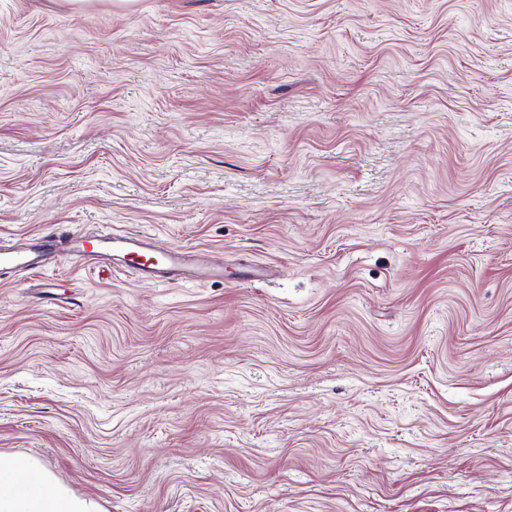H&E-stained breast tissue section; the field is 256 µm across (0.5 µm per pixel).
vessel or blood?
<instances>
[{
    "label": "vessel or blood",
    "mask_w": 512,
    "mask_h": 512,
    "mask_svg": "<svg viewBox=\"0 0 512 512\" xmlns=\"http://www.w3.org/2000/svg\"><path fill=\"white\" fill-rule=\"evenodd\" d=\"M93 265L131 273L152 287L224 278V260L215 252L172 246L145 231L87 233L57 224L51 231L32 233L15 242L0 241V276L25 272L40 277L60 266L85 269Z\"/></svg>",
    "instance_id": "obj_1"
}]
</instances>
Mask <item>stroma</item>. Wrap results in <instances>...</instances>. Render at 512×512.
Listing matches in <instances>:
<instances>
[{"label":"stroma","instance_id":"stroma-1","mask_svg":"<svg viewBox=\"0 0 512 512\" xmlns=\"http://www.w3.org/2000/svg\"><path fill=\"white\" fill-rule=\"evenodd\" d=\"M53 224L224 279H0V452L104 512H512V0H0V238Z\"/></svg>","mask_w":512,"mask_h":512}]
</instances>
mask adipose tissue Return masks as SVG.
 Masks as SVG:
<instances>
[{"mask_svg": "<svg viewBox=\"0 0 512 512\" xmlns=\"http://www.w3.org/2000/svg\"><path fill=\"white\" fill-rule=\"evenodd\" d=\"M0 512H102L56 481L36 459L0 453Z\"/></svg>", "mask_w": 512, "mask_h": 512, "instance_id": "ef3b65f1", "label": "adipose tissue"}]
</instances>
